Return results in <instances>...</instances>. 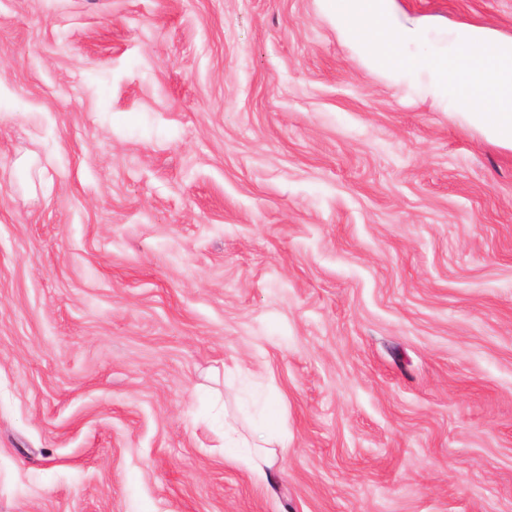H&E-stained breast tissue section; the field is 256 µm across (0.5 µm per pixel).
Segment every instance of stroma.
Wrapping results in <instances>:
<instances>
[{
	"instance_id": "35a3bbf8",
	"label": "stroma",
	"mask_w": 512,
	"mask_h": 512,
	"mask_svg": "<svg viewBox=\"0 0 512 512\" xmlns=\"http://www.w3.org/2000/svg\"><path fill=\"white\" fill-rule=\"evenodd\" d=\"M0 512H512V149L321 0H0ZM224 447L233 448L239 453L245 454L243 458L252 471L259 478L269 479L268 473L265 468H268L271 463V457L268 455H260L258 453L252 454L249 448H265L253 444L247 437L240 434L236 426L228 419L224 421Z\"/></svg>"
}]
</instances>
